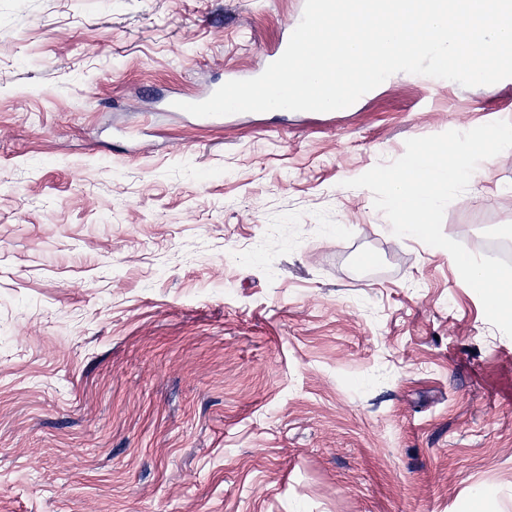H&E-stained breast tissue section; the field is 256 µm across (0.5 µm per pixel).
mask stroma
I'll return each instance as SVG.
<instances>
[{
    "label": "stroma",
    "mask_w": 512,
    "mask_h": 512,
    "mask_svg": "<svg viewBox=\"0 0 512 512\" xmlns=\"http://www.w3.org/2000/svg\"><path fill=\"white\" fill-rule=\"evenodd\" d=\"M304 0H0V512H512V338L346 187L512 117L401 75L226 130ZM445 210L512 251V149Z\"/></svg>",
    "instance_id": "obj_1"
}]
</instances>
